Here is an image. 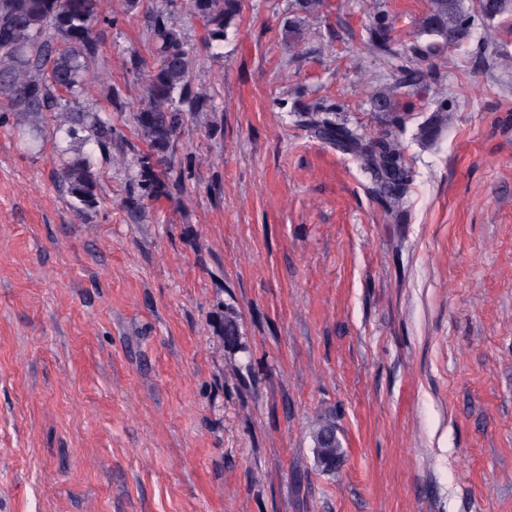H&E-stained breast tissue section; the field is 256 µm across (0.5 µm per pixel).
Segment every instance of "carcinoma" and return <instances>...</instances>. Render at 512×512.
Returning <instances> with one entry per match:
<instances>
[{
	"label": "carcinoma",
	"mask_w": 512,
	"mask_h": 512,
	"mask_svg": "<svg viewBox=\"0 0 512 512\" xmlns=\"http://www.w3.org/2000/svg\"><path fill=\"white\" fill-rule=\"evenodd\" d=\"M167 0L149 17L147 37L152 66L131 62L135 78L144 84L147 101L132 113L131 121L148 142L151 153L138 158L140 188L151 196L164 186L166 152L176 137L186 112H213L211 97L191 83L192 51L182 29L170 20ZM475 11L485 16L512 17V0H472ZM188 14L204 22L210 41L224 42L226 29L239 12V0H186ZM102 21L100 0H0V112H14L28 127L22 134L29 145L40 139L38 124L45 112L60 113L59 126L67 135L93 142L103 154L112 150L118 130L112 112L73 108L87 91L91 66L101 52L94 28ZM473 22L463 0H429L428 12L420 22L424 35L434 38L426 54L444 46L464 43ZM392 29L389 15L383 13L370 29L369 43L382 49ZM402 83L378 91L374 104L380 112H392ZM297 121L314 135L364 161L380 190L392 203L405 192L406 160L402 144L395 138L366 142L355 130L339 122L329 109L297 112ZM60 183L83 213L96 207L99 174L89 157L79 155L60 169Z\"/></svg>",
	"instance_id": "carcinoma-1"
}]
</instances>
